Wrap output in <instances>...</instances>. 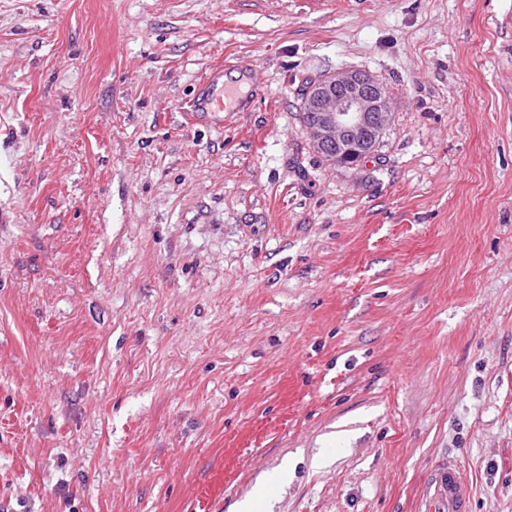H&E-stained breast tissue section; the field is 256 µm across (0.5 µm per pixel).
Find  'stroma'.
Returning a JSON list of instances; mask_svg holds the SVG:
<instances>
[{
	"mask_svg": "<svg viewBox=\"0 0 512 512\" xmlns=\"http://www.w3.org/2000/svg\"><path fill=\"white\" fill-rule=\"evenodd\" d=\"M350 67L357 170L299 116ZM451 460L512 512V0H0V512H427ZM386 85L362 70L340 69L315 80L300 105L314 151L332 164L357 169L373 158L393 122ZM220 78V72H212L203 82L202 88L198 95L193 99L191 104L192 112H214L213 105L215 104L216 108L219 111L221 107L218 103L214 102L213 93H211L212 87L215 83L218 82Z\"/></svg>",
	"mask_w": 512,
	"mask_h": 512,
	"instance_id": "35a3bbf8",
	"label": "stroma"
}]
</instances>
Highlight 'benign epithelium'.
Instances as JSON below:
<instances>
[{
  "mask_svg": "<svg viewBox=\"0 0 512 512\" xmlns=\"http://www.w3.org/2000/svg\"><path fill=\"white\" fill-rule=\"evenodd\" d=\"M300 114L314 151L346 169H357L373 158L393 122L386 85L366 71L352 69L312 82Z\"/></svg>",
  "mask_w": 512,
  "mask_h": 512,
  "instance_id": "benign-epithelium-1",
  "label": "benign epithelium"
}]
</instances>
